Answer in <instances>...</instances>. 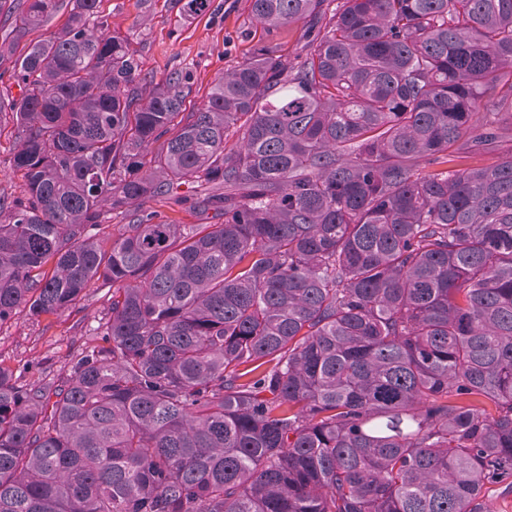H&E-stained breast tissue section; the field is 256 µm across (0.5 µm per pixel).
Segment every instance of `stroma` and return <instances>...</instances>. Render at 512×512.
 <instances>
[{"label": "stroma", "mask_w": 512, "mask_h": 512, "mask_svg": "<svg viewBox=\"0 0 512 512\" xmlns=\"http://www.w3.org/2000/svg\"><path fill=\"white\" fill-rule=\"evenodd\" d=\"M70 4H62L41 28L6 40L13 28L0 14V97L18 96L16 80L7 77L14 60L33 41L64 27ZM101 9L110 31L128 38L144 82H158L177 71L189 89L187 108L203 104L225 69L243 60L252 47L269 39L289 60L305 56L308 34L305 21L279 28L266 36L252 19L251 0H211L210 8L195 15L184 11L180 0H102ZM19 141V128L11 113L0 114V202L11 203L25 193V180L11 160ZM112 291L93 285L75 308L30 317L26 310L0 324V366L20 372L21 383L38 385L64 373L70 360L96 343Z\"/></svg>", "instance_id": "35a3bbf8"}]
</instances>
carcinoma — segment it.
Segmentation results:
<instances>
[{"label": "carcinoma", "mask_w": 512, "mask_h": 512, "mask_svg": "<svg viewBox=\"0 0 512 512\" xmlns=\"http://www.w3.org/2000/svg\"><path fill=\"white\" fill-rule=\"evenodd\" d=\"M59 2L0 13L24 35ZM251 2L269 34L308 21L309 52L260 42L189 112L177 72L143 91L101 0L14 62L0 324L113 291L59 383L0 366V512H489L512 489V147L463 165L512 132V0ZM19 128L11 113L0 114V201L9 205L25 193L23 173L16 170L11 160L19 141ZM190 203L184 205L167 204L150 200L146 203L145 208L157 211L158 219L168 222L169 224H214L216 221L207 219L190 207Z\"/></svg>", "instance_id": "1"}]
</instances>
